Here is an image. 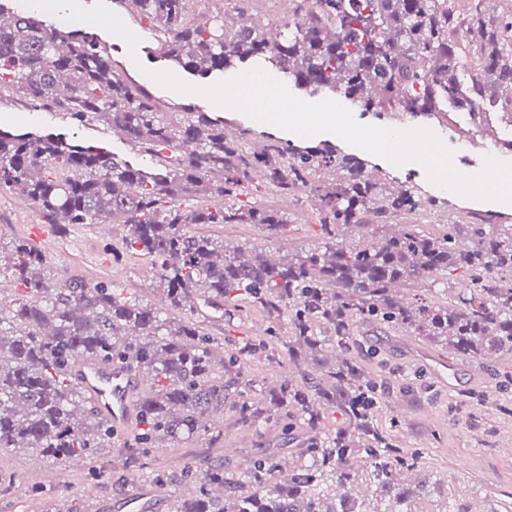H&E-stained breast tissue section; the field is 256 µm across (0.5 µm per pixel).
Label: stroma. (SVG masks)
<instances>
[{
	"label": "stroma",
	"instance_id": "stroma-1",
	"mask_svg": "<svg viewBox=\"0 0 512 512\" xmlns=\"http://www.w3.org/2000/svg\"><path fill=\"white\" fill-rule=\"evenodd\" d=\"M241 4L265 23H278L289 14L283 0H198L196 9L203 16L219 11L231 14ZM124 21L141 38L133 58L119 38L94 25L81 26L106 48L118 75L145 87L164 106L192 103L201 111L224 118L229 127L247 128L257 135L265 132V125L239 112L216 107L202 96L176 94L156 84L149 78V71L168 67L156 53L159 32L135 15H125ZM408 125L431 128L453 149L455 166L466 174L481 169L488 135L503 139L512 134L488 118L457 112L436 118L418 116L409 119ZM0 128L61 133L105 147L132 165L144 164L143 158L110 128L98 124L78 127L12 97L0 98ZM18 201V195L0 194L2 242L29 237L31 225L43 222L36 208H19ZM259 202L285 210L289 224L272 236L257 224H198L194 230L225 244L274 257L321 244L317 210L307 194L287 204L270 195L260 197ZM112 244V238L100 236L92 228L70 224L55 230L44 255L50 267L65 277L113 283L159 302L156 271L150 260L136 255L113 260ZM266 326L265 314L251 307L230 321L221 313L208 312L203 324L208 335L228 346L247 337L259 338ZM355 337L354 355L385 382L377 414L379 423L395 425L401 446L418 449L423 462L441 472L449 496L468 512H512V458L500 452L502 443L512 438V360L503 358L490 365L452 357L404 331H380L366 324L356 325ZM373 342L379 345L374 355L369 352ZM299 375L287 352L280 350L270 357L257 355L248 372L249 379L263 389L275 387L284 377ZM124 445L125 438L119 435L94 459L75 458L62 463L41 459L44 476L40 479L29 477L25 470L30 454H0V473L10 477L9 482L0 483V512H128V502L142 491L147 494L145 512H172L175 500L191 490L178 479L187 467L211 459L236 469L241 461L252 459L258 448L271 449L284 457L295 442L274 425L263 436H256L242 424L235 405L228 402L222 422L212 424L205 435L152 449L145 463L125 466ZM156 470L172 474L173 482L155 484L152 473ZM131 471L141 475V487L127 484L126 475Z\"/></svg>",
	"mask_w": 512,
	"mask_h": 512
}]
</instances>
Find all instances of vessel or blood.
<instances>
[{"label": "vessel or blood", "mask_w": 512, "mask_h": 512, "mask_svg": "<svg viewBox=\"0 0 512 512\" xmlns=\"http://www.w3.org/2000/svg\"><path fill=\"white\" fill-rule=\"evenodd\" d=\"M72 377L83 392L85 401L113 428L126 426L131 414V396L140 386L141 379L128 366L97 359L78 360Z\"/></svg>", "instance_id": "1"}]
</instances>
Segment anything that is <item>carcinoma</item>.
Returning a JSON list of instances; mask_svg holds the SVG:
<instances>
[{
	"mask_svg": "<svg viewBox=\"0 0 512 512\" xmlns=\"http://www.w3.org/2000/svg\"><path fill=\"white\" fill-rule=\"evenodd\" d=\"M163 33L157 52L206 75L263 59L311 95L343 97L387 119L486 109L512 127V10L490 14L486 0H296L287 37H266L239 11L199 16L194 0H116ZM18 95L47 112L112 128L138 148L152 171L61 134L0 130V193L26 197L49 224H112L124 218L116 255L151 258L164 297L158 306L124 289L60 281L32 242L0 246V274L14 298L0 297V452L32 451L61 462L94 457L114 430L70 377L74 362L127 364L144 382L127 442L131 457L158 440L210 430L209 413L240 396L248 362L288 325V356L311 360L301 382L282 380L239 405L241 422L264 434L268 422L300 431L283 462L261 452L245 472L208 463L185 471L194 496L174 512H428L438 494L421 454L380 429V376L351 355L357 322L403 329L461 358L512 355V223L491 218L444 222L429 233L410 216L445 201L398 182L366 160L322 143L296 145L270 134L243 147L224 121L181 104L164 110L112 70L95 37L0 5V97ZM267 190L314 199L324 246L286 263L195 233L194 224H259L275 234L285 213L239 197ZM446 281L442 297L401 300L399 283ZM246 302L269 318L264 339L221 349L202 321L171 311ZM328 345L339 359L321 356Z\"/></svg>",
	"mask_w": 512,
	"mask_h": 512,
	"instance_id": "carcinoma-1",
	"label": "carcinoma"
}]
</instances>
